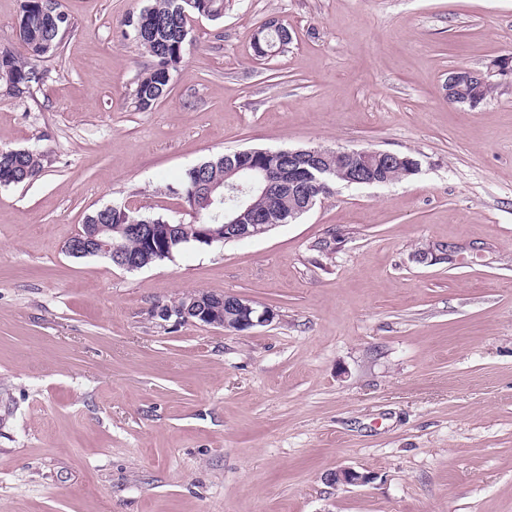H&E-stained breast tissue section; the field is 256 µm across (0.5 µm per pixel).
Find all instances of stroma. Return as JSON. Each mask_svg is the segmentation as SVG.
Masks as SVG:
<instances>
[{
  "label": "stroma",
  "instance_id": "stroma-1",
  "mask_svg": "<svg viewBox=\"0 0 512 512\" xmlns=\"http://www.w3.org/2000/svg\"><path fill=\"white\" fill-rule=\"evenodd\" d=\"M59 3L45 82L0 93V148L43 159L0 187V512H512V77L443 89L512 56V0H232L147 110L148 0ZM271 18L292 41L259 60ZM310 147L418 170L134 272L64 250L108 205L192 222L170 188L211 155ZM203 290L276 317H152ZM512 74V68H511V60L505 59L502 63L496 62L492 65L491 68H489L486 72L481 71H472L468 69H457L454 71H451L448 73V82L446 84V94H448V99L451 98L453 93L457 90L458 84L466 81H474L479 84H488L483 86L482 88L476 89V85L471 86L468 91L467 95L461 96V98L454 99L452 102L459 104L461 106H468L471 107V104L469 103L468 97H472L473 95L480 96L483 100H486L490 94L492 93L493 83L492 77L500 75V76H507ZM473 91V93H471ZM327 479L336 486H359L369 483L372 480V476L368 473H362L352 468L342 467L328 473Z\"/></svg>",
  "mask_w": 512,
  "mask_h": 512
}]
</instances>
